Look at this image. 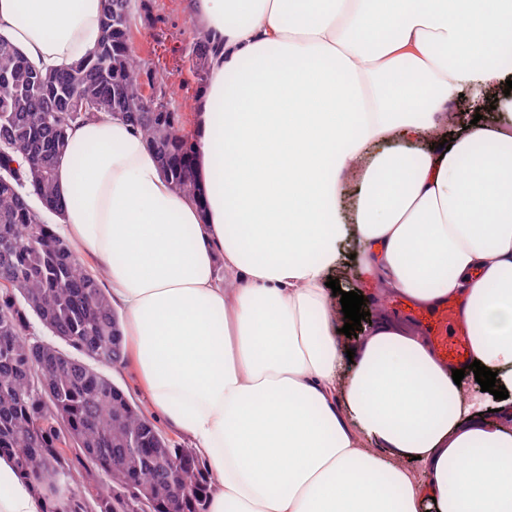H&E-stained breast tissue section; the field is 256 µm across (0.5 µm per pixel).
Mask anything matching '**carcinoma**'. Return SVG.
<instances>
[{"label":"carcinoma","instance_id":"cac0c4a2","mask_svg":"<svg viewBox=\"0 0 512 512\" xmlns=\"http://www.w3.org/2000/svg\"><path fill=\"white\" fill-rule=\"evenodd\" d=\"M127 4L107 0L101 18L108 76L95 50L69 67L37 71L0 36V64L11 71L0 93V137L9 139L0 154V457L48 500V512H170L176 486L181 512H208L197 451L173 444L101 370L125 361L122 321L102 274L30 205L33 198L61 209L54 170L68 130L101 114L143 134L175 191H199L181 115L159 111L153 98L171 101L132 50L131 17L121 19ZM210 50L198 32L199 76ZM74 98L91 111H69Z\"/></svg>","mask_w":512,"mask_h":512}]
</instances>
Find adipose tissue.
<instances>
[{"instance_id": "obj_1", "label": "adipose tissue", "mask_w": 512, "mask_h": 512, "mask_svg": "<svg viewBox=\"0 0 512 512\" xmlns=\"http://www.w3.org/2000/svg\"><path fill=\"white\" fill-rule=\"evenodd\" d=\"M103 9L0 0V36L66 67ZM184 9L213 45L187 131L201 195L104 116L68 131L52 229L103 273L156 415L207 464L209 512H512V119L453 133L448 110L505 79L512 0ZM349 236L386 292L463 301L473 358L509 393L496 420L401 321L347 356L326 282ZM0 512H45L7 458Z\"/></svg>"}]
</instances>
